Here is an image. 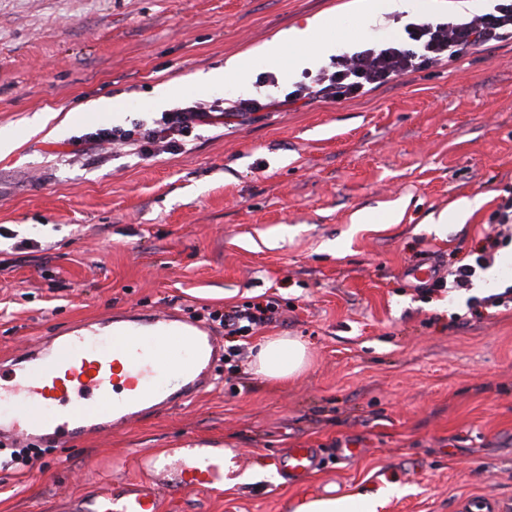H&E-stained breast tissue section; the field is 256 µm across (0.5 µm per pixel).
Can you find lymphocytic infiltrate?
<instances>
[{
	"mask_svg": "<svg viewBox=\"0 0 512 512\" xmlns=\"http://www.w3.org/2000/svg\"><path fill=\"white\" fill-rule=\"evenodd\" d=\"M407 41L372 44L366 48L343 53L331 58L310 81L295 83L284 97L285 105L324 98L334 101L363 96L367 89L388 86L399 77L436 66L443 58L458 55L490 42L512 40V0H498L492 12L468 19L447 22H423L406 28ZM265 107L257 98H240L233 102V112L245 115ZM222 100L212 104L194 102L161 113L151 123L135 122L131 127L101 128L88 133L85 139L95 145L131 147L141 155L158 151H181L193 131L201 125H210L223 119ZM500 229L489 234L484 243L472 252L470 262L449 270L447 277L437 278L425 287V295L445 288L466 290L480 271L489 268L494 260V249L500 240L512 238V197L503 199L495 214ZM277 312L275 300L236 306L221 312L212 311V320L224 327L226 337L248 336L259 326L267 324Z\"/></svg>",
	"mask_w": 512,
	"mask_h": 512,
	"instance_id": "obj_1",
	"label": "lymphocytic infiltrate"
}]
</instances>
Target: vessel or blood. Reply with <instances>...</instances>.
<instances>
[{"label":"vessel or blood","mask_w":512,"mask_h":512,"mask_svg":"<svg viewBox=\"0 0 512 512\" xmlns=\"http://www.w3.org/2000/svg\"><path fill=\"white\" fill-rule=\"evenodd\" d=\"M437 270L428 260L408 266L404 274L421 286L432 283ZM180 343L188 345L189 354L178 361L170 350ZM223 350L205 328L165 311L131 312L41 337L0 374V436L64 444L130 425L149 410L176 406L205 389ZM197 454L184 449L173 463L142 456L145 478L121 483L70 512H160L164 497L223 484V454L208 453L201 464ZM318 464L316 449L306 447L288 449L275 461L292 480L307 478Z\"/></svg>","instance_id":"vessel-or-blood-1"}]
</instances>
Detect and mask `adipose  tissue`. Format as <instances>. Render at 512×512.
<instances>
[{"mask_svg": "<svg viewBox=\"0 0 512 512\" xmlns=\"http://www.w3.org/2000/svg\"><path fill=\"white\" fill-rule=\"evenodd\" d=\"M435 6V0H343L340 10L360 18L364 26L371 27L380 23L387 14L426 12ZM332 20L333 13L328 10L308 19L305 26L280 30L259 47L226 60L223 68L200 76L195 85L210 87L230 78L246 82L258 59L273 67L286 64L303 67L315 55L335 49V42L324 36ZM306 364L307 347L302 341L289 336H273L261 343L254 371L269 380L285 381L300 374ZM396 491V486L391 485L373 494L315 499L298 507L296 512H377Z\"/></svg>", "mask_w": 512, "mask_h": 512, "instance_id": "obj_1", "label": "adipose tissue"}]
</instances>
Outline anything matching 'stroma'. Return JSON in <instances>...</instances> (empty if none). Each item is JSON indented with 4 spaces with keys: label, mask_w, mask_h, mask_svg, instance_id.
<instances>
[{
    "label": "stroma",
    "mask_w": 512,
    "mask_h": 512,
    "mask_svg": "<svg viewBox=\"0 0 512 512\" xmlns=\"http://www.w3.org/2000/svg\"><path fill=\"white\" fill-rule=\"evenodd\" d=\"M341 0H0V366L40 336L123 311L175 310L220 337L214 309L274 297L272 322L216 367L189 405L0 466V512H60L142 478L139 456L190 445L234 455L252 481L191 492L163 512H294L302 503L402 493L380 512H512V308L476 317L470 290L427 296L404 270L449 267L497 226L512 193V42L398 78L356 99L225 116L179 154L89 146L99 128L151 121L168 99L284 96L303 71L255 62L248 84L191 88L200 73ZM411 15L364 29L337 16L336 53L403 36ZM273 74L277 86L263 83ZM117 116L62 127L87 102ZM46 125L33 127L34 115ZM481 198L463 220L439 214ZM372 213L369 224L359 212ZM295 336L304 370L285 383L251 363ZM358 454L336 456L340 441ZM320 451L288 483L286 449Z\"/></svg>",
    "instance_id": "stroma-1"
}]
</instances>
